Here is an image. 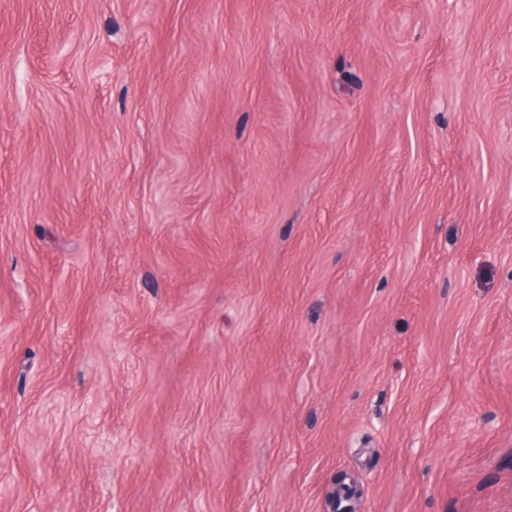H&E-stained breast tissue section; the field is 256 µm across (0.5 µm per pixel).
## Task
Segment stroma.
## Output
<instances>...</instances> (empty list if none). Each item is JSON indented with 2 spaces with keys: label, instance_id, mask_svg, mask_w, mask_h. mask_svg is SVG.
<instances>
[{
  "label": "stroma",
  "instance_id": "obj_1",
  "mask_svg": "<svg viewBox=\"0 0 512 512\" xmlns=\"http://www.w3.org/2000/svg\"><path fill=\"white\" fill-rule=\"evenodd\" d=\"M342 475L512 512V0H0V512Z\"/></svg>",
  "mask_w": 512,
  "mask_h": 512
}]
</instances>
